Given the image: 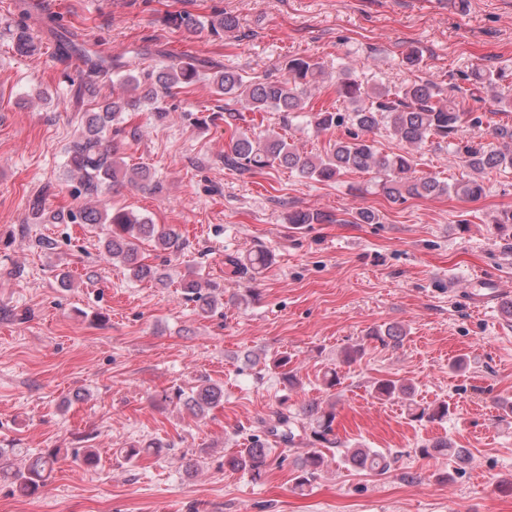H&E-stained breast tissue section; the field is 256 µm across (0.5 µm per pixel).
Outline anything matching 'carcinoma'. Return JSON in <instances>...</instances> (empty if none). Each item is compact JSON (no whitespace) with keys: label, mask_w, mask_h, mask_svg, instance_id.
Returning a JSON list of instances; mask_svg holds the SVG:
<instances>
[{"label":"carcinoma","mask_w":512,"mask_h":512,"mask_svg":"<svg viewBox=\"0 0 512 512\" xmlns=\"http://www.w3.org/2000/svg\"><path fill=\"white\" fill-rule=\"evenodd\" d=\"M166 23L187 31L206 27L218 36L236 27V21L222 12L213 13L205 21L189 12H179L168 15ZM11 39L20 54L35 50L33 34L26 24L11 30ZM58 53L62 59L74 53L86 58L87 70L69 77L76 96L92 92L98 84L110 83L112 97L100 103L96 110L85 113L82 132L67 149L68 172L77 180V194L85 199L84 204L61 215L49 210L45 195L40 194L30 200L29 211L34 219L41 222L63 218L75 224L106 225L107 233L101 240L102 256L119 261L135 281L151 280L157 274L156 267L139 257L138 243H151L154 251L168 261L182 252L185 241L174 228L156 224L152 219L140 217L124 207L108 206L105 200L107 192L124 181L141 189L155 188L150 168L129 166L118 156V146L112 143L109 134L121 131L119 124L123 123L125 113L144 106L150 107L154 121H166L171 113L167 99L191 86L208 69L212 71L216 93L229 103H241L252 112H281L286 117L301 112L306 114L309 125L318 132L347 125L353 128L349 138L336 141L323 156L301 153L295 144L271 129L234 134L224 150V166L240 174L284 167L303 178L329 182L347 171L372 172L374 181L371 188L374 192L397 203L410 198L450 193L477 200L485 194L484 182L475 177L449 184L436 177L417 175L415 151L429 141L447 144L448 150L460 159L462 165L476 174L512 169V125H493V142L487 145L464 139V128L483 125V116L463 109L459 101L463 97L462 88L452 83L446 88L434 80L414 81L394 88L382 84L369 86L351 78L349 68L342 66L336 71V92L346 103V108L329 111L310 106L312 87L325 76L324 66L310 57L291 56L284 63L286 77L256 82L245 79L234 69L217 70L209 62L194 57L168 54L167 62L155 70L146 71L118 59L95 58L88 50L77 48L63 38L60 39ZM470 81L477 89L482 87L494 92L493 75L484 70L472 71ZM381 127L405 143L409 150L392 155L380 154L368 134ZM323 221L341 223L343 219H333L314 211L294 210L288 213V223L297 226ZM271 261L272 254L263 249L250 256L246 264L231 256L226 258V263L234 271L245 273H256ZM182 288L187 296L199 302L203 315L213 314L220 305L218 294L203 292L202 284L193 277L184 280ZM374 392L382 400L409 398L412 388L392 379H380L374 384ZM175 398L184 401L195 415L203 416L224 398V389L203 381L191 395L185 397L179 391ZM411 415L418 421L441 420L448 416V402L442 401L432 407L417 405L411 409ZM334 421V411H327L319 402L313 401L303 408L300 417L286 408L278 410L275 424L267 433L274 438V443L288 445L308 431L315 441L333 445L336 443ZM270 443L267 439H252L231 459V464L251 471L255 478L259 477L272 453ZM433 452L454 457L460 466L465 464L463 455L447 442L420 448L423 455ZM57 460V452L53 449L13 470L8 450L0 448V479L11 480L24 495H35L44 487ZM346 460L353 467L378 473L386 471L391 464L390 456L370 448H350ZM323 465L321 454L309 452L297 465L295 488L304 490L317 478Z\"/></svg>","instance_id":"carcinoma-1"}]
</instances>
